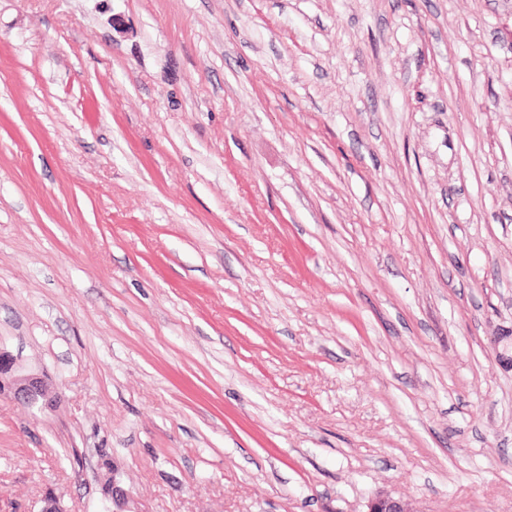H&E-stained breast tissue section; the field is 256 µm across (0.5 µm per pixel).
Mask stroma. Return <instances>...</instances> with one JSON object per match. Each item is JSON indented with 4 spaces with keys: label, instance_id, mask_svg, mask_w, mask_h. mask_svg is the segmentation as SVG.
I'll return each mask as SVG.
<instances>
[{
    "label": "stroma",
    "instance_id": "stroma-1",
    "mask_svg": "<svg viewBox=\"0 0 512 512\" xmlns=\"http://www.w3.org/2000/svg\"><path fill=\"white\" fill-rule=\"evenodd\" d=\"M0 512H512V0H0ZM5 379L13 398L28 407H47V390L41 376L35 372L20 373L13 355L0 349V391L5 388Z\"/></svg>",
    "mask_w": 512,
    "mask_h": 512
}]
</instances>
